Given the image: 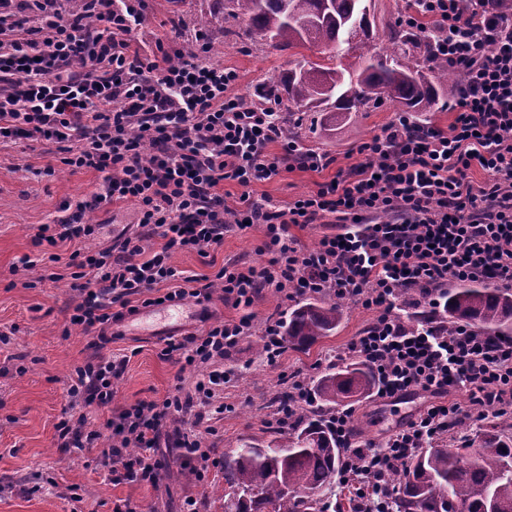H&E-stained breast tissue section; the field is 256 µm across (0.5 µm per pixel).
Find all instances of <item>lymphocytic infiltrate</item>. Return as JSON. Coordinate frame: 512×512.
I'll list each match as a JSON object with an SVG mask.
<instances>
[{"instance_id": "f902f5d3", "label": "lymphocytic infiltrate", "mask_w": 512, "mask_h": 512, "mask_svg": "<svg viewBox=\"0 0 512 512\" xmlns=\"http://www.w3.org/2000/svg\"><path fill=\"white\" fill-rule=\"evenodd\" d=\"M87 2L92 26L62 0H20L18 12H0V145L51 143L61 164L101 176L90 200L40 225L35 236L39 246L76 245L68 266L81 299L71 324L104 339L119 320L113 304H201L216 284L237 307H251L270 288L287 300L328 291L375 311L372 326L349 347L375 373L374 398L422 391L431 401L377 450L353 445V409L338 410L328 424L351 451L341 484L371 487L375 512H389L392 494L380 478L396 462L450 427L512 413L511 338L491 340L465 325L445 334L432 320L411 325L396 305L416 289L440 308L451 280L512 287V15L490 10L488 0H416L419 11L403 22L439 30L435 53L466 74L450 130L396 113L361 144L360 162L281 208L255 198L252 186L275 179L288 163L318 170L332 158L285 139L272 104L234 94L237 73L215 62L207 44L153 57L133 48L145 0ZM275 142L281 154L269 153ZM477 168L488 180L472 181ZM227 180L242 188L232 208L219 192ZM111 203L134 205L137 228L89 247L98 227L85 215ZM327 218L344 230L315 247H301L289 232ZM229 225L260 231L272 254L267 267L230 264L215 284L200 285L172 265L175 252L203 255L221 245ZM248 328L245 318L222 321L168 342L165 355L180 354L209 372L192 390L127 405L107 419L119 440L102 453L113 484L158 485L164 463L156 450L164 440L182 449L197 478L216 466L197 431H172L168 423L220 402L225 375L217 364ZM124 367L97 357L77 366L70 404L111 405ZM457 391L467 394V405L449 401Z\"/></svg>"}]
</instances>
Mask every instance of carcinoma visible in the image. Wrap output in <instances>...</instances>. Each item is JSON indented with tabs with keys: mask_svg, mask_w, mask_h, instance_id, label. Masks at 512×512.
<instances>
[{
	"mask_svg": "<svg viewBox=\"0 0 512 512\" xmlns=\"http://www.w3.org/2000/svg\"><path fill=\"white\" fill-rule=\"evenodd\" d=\"M223 19L257 31L278 47L322 45L361 59L356 71L306 59L265 83L261 96L285 111L322 112L324 121L366 112L389 101L404 112H430L457 94L460 70L434 53L421 29L394 19L387 51L370 50V14L362 0H218ZM344 304L307 302L282 322L285 342L305 348L340 324ZM445 327L463 321L480 336L512 335V289L470 282L448 291ZM375 375L351 362L318 378L314 394L330 409L372 390ZM343 459L324 420L298 419L292 431L265 448L246 445L224 456V512H330L323 497ZM512 437L483 435L474 447L419 449L385 481L398 488L391 512H512Z\"/></svg>",
	"mask_w": 512,
	"mask_h": 512,
	"instance_id": "obj_1",
	"label": "carcinoma"
}]
</instances>
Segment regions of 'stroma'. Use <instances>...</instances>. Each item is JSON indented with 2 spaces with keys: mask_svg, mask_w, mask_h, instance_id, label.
Wrapping results in <instances>:
<instances>
[{
  "mask_svg": "<svg viewBox=\"0 0 512 512\" xmlns=\"http://www.w3.org/2000/svg\"><path fill=\"white\" fill-rule=\"evenodd\" d=\"M215 10L214 0H146V20L134 45L150 55L158 37H165V46L171 51L187 49L195 45L197 37H204L213 48L212 58L237 71L236 93L247 96L253 95L260 83L281 75L296 59H322L318 50H284L260 34L248 36L237 27L202 26V16ZM395 113V106L387 102L367 112L352 113L330 131L323 128L321 113H305L299 130L302 144L333 157L334 168L282 172L272 181L254 184L255 196L287 206L332 178L335 167L357 162L358 146L380 133ZM50 165L55 171L48 176L44 169ZM99 181L98 173L57 164L47 146L20 142L0 148V333L6 336L0 342V512H112L120 499L132 501L138 512H182L189 496L197 499L199 512H224L223 468L209 469L199 480L184 474L179 449L162 448L158 454L167 473L159 486L115 485L99 462L102 450L113 443L111 433H104L97 448L81 456L57 447L56 424L82 415L100 424L112 410L140 400L159 403L177 387H191L206 369L163 356L168 338L180 339L208 323L236 321L247 315L251 318L249 333L224 354V411L206 413L200 422L202 444L217 459L245 444L266 447L282 432L276 418L285 375L296 374L312 385L322 374L351 362L347 348L371 325L375 313L355 300H346L335 333L319 338L305 351L284 346L274 363L258 351L265 341L266 322L272 316L286 317L298 301L282 299L271 290L245 310L213 297L196 319L170 336L130 313L113 325L109 340L87 334L70 322L72 307L79 300L68 275L72 244L50 248L35 245L34 238L39 225L60 217L64 203L89 199ZM88 217L98 226L95 242L101 245L113 243L125 227L134 224L136 213L130 204H108L89 211ZM262 241L259 231L232 229L225 232L223 244L211 248L207 255L182 251L173 254L171 262L186 274L210 279L229 264L262 268L271 258L262 251ZM52 253L58 255V262H49ZM24 258L30 259L33 267L22 278L12 269ZM47 270L59 273V280L43 279ZM95 355L127 359L114 386L112 405L70 406V376L76 366ZM428 400L424 393L396 402L354 396L350 403L355 408V441L381 445Z\"/></svg>",
  "mask_w": 512,
  "mask_h": 512,
  "instance_id": "35a3bbf8",
  "label": "stroma"
}]
</instances>
